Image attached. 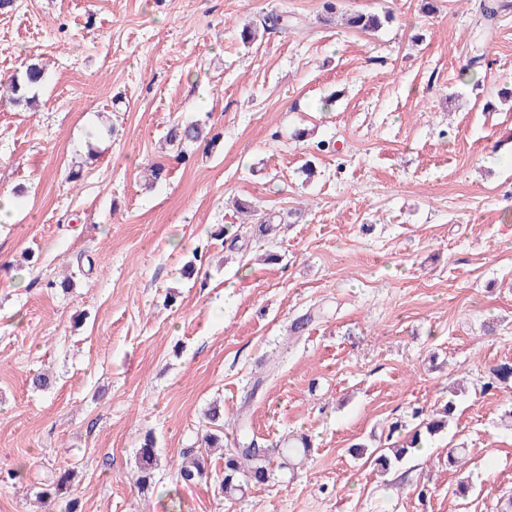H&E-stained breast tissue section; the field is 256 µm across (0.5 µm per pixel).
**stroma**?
Segmentation results:
<instances>
[{
	"label": "stroma",
	"instance_id": "stroma-1",
	"mask_svg": "<svg viewBox=\"0 0 512 512\" xmlns=\"http://www.w3.org/2000/svg\"><path fill=\"white\" fill-rule=\"evenodd\" d=\"M425 2L15 0L0 14V78L46 74L34 110L0 103V190L14 194L0 477L16 474L0 512L74 498L81 512H496L512 496V387L488 384L512 362V0L486 26L480 0ZM351 10L391 20L365 33L344 25ZM273 14L287 29H266ZM189 120L220 144L163 146ZM148 162L167 169L151 186ZM237 200L279 231L232 239ZM68 273L72 288L53 287ZM37 372L49 390L30 387ZM456 383L453 423L423 451L384 475L351 459ZM214 403L224 445L207 480L182 486ZM240 420L267 446L298 432L312 448L227 499ZM149 431L158 466L142 490ZM452 448L468 451L455 471ZM58 468L73 486L40 507ZM158 466V456L155 448V440L151 433L144 438L136 453L137 478L136 483L141 489L147 487L155 468Z\"/></svg>",
	"mask_w": 512,
	"mask_h": 512
}]
</instances>
